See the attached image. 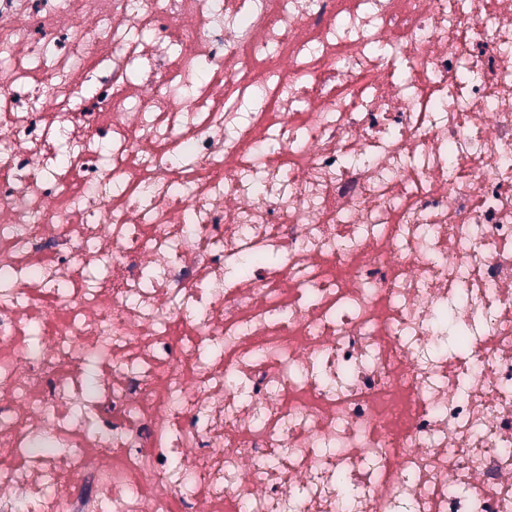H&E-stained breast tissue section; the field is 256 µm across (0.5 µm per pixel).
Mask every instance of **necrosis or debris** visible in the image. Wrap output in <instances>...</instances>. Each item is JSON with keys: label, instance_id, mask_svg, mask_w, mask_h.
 Segmentation results:
<instances>
[{"label": "necrosis or debris", "instance_id": "necrosis-or-debris-1", "mask_svg": "<svg viewBox=\"0 0 512 512\" xmlns=\"http://www.w3.org/2000/svg\"><path fill=\"white\" fill-rule=\"evenodd\" d=\"M129 3L0 0V512H512V0Z\"/></svg>", "mask_w": 512, "mask_h": 512}]
</instances>
